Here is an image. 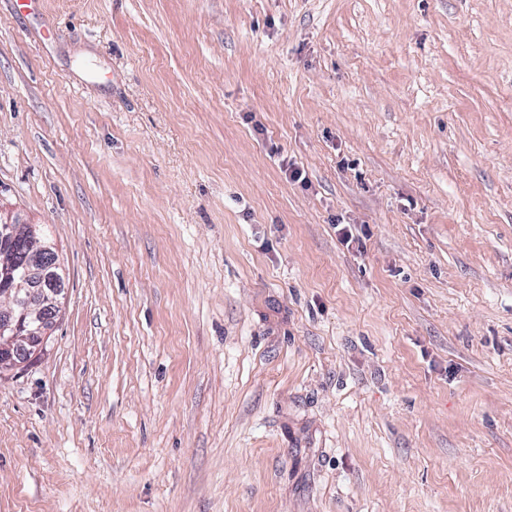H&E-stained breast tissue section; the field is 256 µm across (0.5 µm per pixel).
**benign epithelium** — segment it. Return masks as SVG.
Instances as JSON below:
<instances>
[{"mask_svg": "<svg viewBox=\"0 0 512 512\" xmlns=\"http://www.w3.org/2000/svg\"><path fill=\"white\" fill-rule=\"evenodd\" d=\"M25 245V270L16 274L15 243ZM66 276L56 244L40 228L0 206V372L37 357L60 316Z\"/></svg>", "mask_w": 512, "mask_h": 512, "instance_id": "benign-epithelium-1", "label": "benign epithelium"}]
</instances>
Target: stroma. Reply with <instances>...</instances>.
<instances>
[{"label":"stroma","mask_w":512,"mask_h":512,"mask_svg":"<svg viewBox=\"0 0 512 512\" xmlns=\"http://www.w3.org/2000/svg\"><path fill=\"white\" fill-rule=\"evenodd\" d=\"M0 207V512H512V0H0ZM25 245L16 274L15 243ZM66 276L56 244L36 224L0 207V372L37 357L60 316ZM21 299L22 301H20ZM26 351L27 361H19Z\"/></svg>","instance_id":"stroma-1"}]
</instances>
